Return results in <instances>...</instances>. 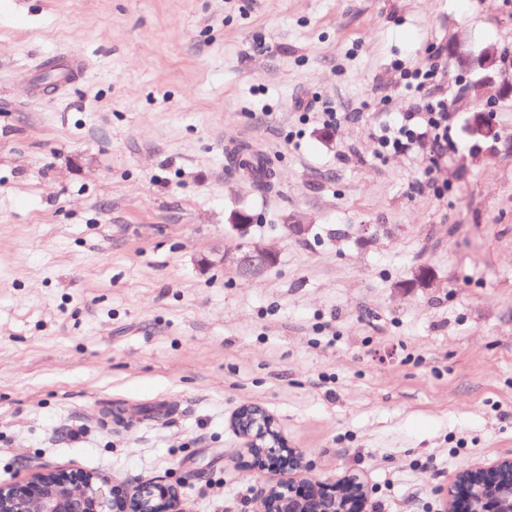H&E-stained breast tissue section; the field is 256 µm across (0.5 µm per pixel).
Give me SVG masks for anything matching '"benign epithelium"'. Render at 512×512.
<instances>
[{
	"mask_svg": "<svg viewBox=\"0 0 512 512\" xmlns=\"http://www.w3.org/2000/svg\"><path fill=\"white\" fill-rule=\"evenodd\" d=\"M483 79L507 98L512 86L496 81V58L476 60ZM244 277L258 279L277 262L275 250L254 245L228 253ZM230 426L242 439V455L283 480L260 495L257 512H370L367 486L350 472L322 481L303 475V454L288 445L275 418L262 406L239 407ZM446 512H512V457H502L460 471L445 492ZM0 512H187L179 489L162 477L147 481H117L102 474L45 468L28 479L0 485Z\"/></svg>",
	"mask_w": 512,
	"mask_h": 512,
	"instance_id": "1",
	"label": "benign epithelium"
}]
</instances>
